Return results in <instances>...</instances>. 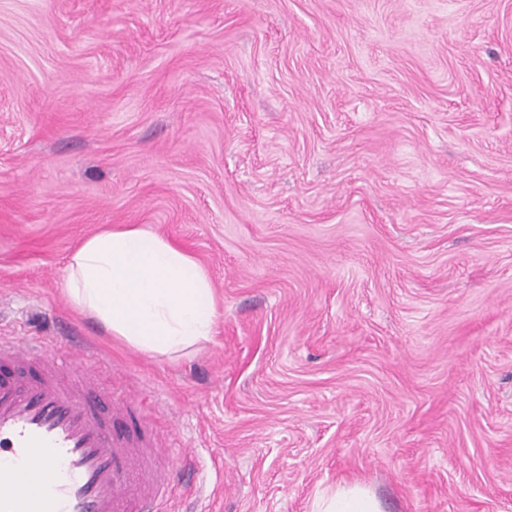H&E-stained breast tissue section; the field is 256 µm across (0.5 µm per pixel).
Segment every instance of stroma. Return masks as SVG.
<instances>
[{"mask_svg":"<svg viewBox=\"0 0 512 512\" xmlns=\"http://www.w3.org/2000/svg\"><path fill=\"white\" fill-rule=\"evenodd\" d=\"M189 251L210 340L151 355L62 288L87 237ZM183 462L164 512H512V0H0V335ZM312 512H384V509L368 486L345 483L321 493L314 501Z\"/></svg>","mask_w":512,"mask_h":512,"instance_id":"obj_1","label":"stroma"}]
</instances>
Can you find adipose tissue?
Instances as JSON below:
<instances>
[{"label":"adipose tissue","instance_id":"obj_1","mask_svg":"<svg viewBox=\"0 0 512 512\" xmlns=\"http://www.w3.org/2000/svg\"><path fill=\"white\" fill-rule=\"evenodd\" d=\"M71 304L132 347L153 355L193 348L213 334L214 288L193 257L136 224L99 232L72 253L64 278ZM312 512H384L366 485L321 493Z\"/></svg>","mask_w":512,"mask_h":512}]
</instances>
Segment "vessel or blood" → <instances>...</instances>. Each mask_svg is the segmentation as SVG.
<instances>
[{"instance_id": "b4317fda", "label": "vessel or blood", "mask_w": 512, "mask_h": 512, "mask_svg": "<svg viewBox=\"0 0 512 512\" xmlns=\"http://www.w3.org/2000/svg\"><path fill=\"white\" fill-rule=\"evenodd\" d=\"M71 375L43 357V342L0 337V512H157L170 473L158 459L184 458L137 429V409L106 393L97 400V365L65 337ZM38 463L37 497L23 476Z\"/></svg>"}]
</instances>
